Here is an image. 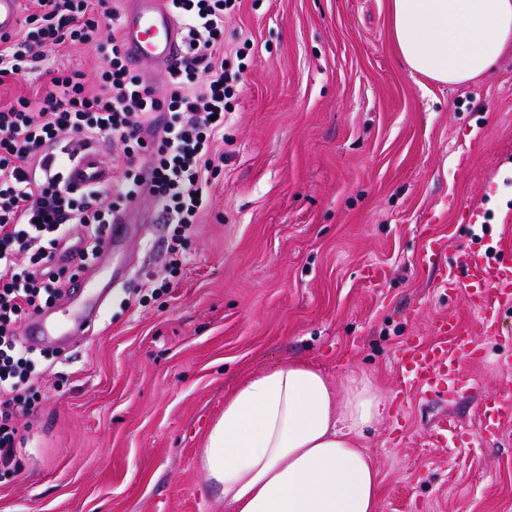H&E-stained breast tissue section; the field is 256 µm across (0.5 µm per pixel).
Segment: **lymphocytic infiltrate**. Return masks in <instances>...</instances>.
I'll use <instances>...</instances> for the list:
<instances>
[{
	"mask_svg": "<svg viewBox=\"0 0 512 512\" xmlns=\"http://www.w3.org/2000/svg\"><path fill=\"white\" fill-rule=\"evenodd\" d=\"M166 5L187 55L167 69L161 94L131 74L120 16L107 0H31L18 30L0 36V83L25 78L54 45L100 54L95 71L51 70L44 95L0 105V464L16 463L20 419L39 397L40 354L18 330L61 297L67 263L94 260L121 202L150 195L183 231L208 205L210 177L224 160L223 118L244 79V64L224 58V17L237 0ZM92 137L122 144V154L109 184L76 191L49 150Z\"/></svg>",
	"mask_w": 512,
	"mask_h": 512,
	"instance_id": "obj_1",
	"label": "lymphocytic infiltrate"
}]
</instances>
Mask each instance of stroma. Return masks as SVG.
Instances as JSON below:
<instances>
[{"mask_svg":"<svg viewBox=\"0 0 512 512\" xmlns=\"http://www.w3.org/2000/svg\"><path fill=\"white\" fill-rule=\"evenodd\" d=\"M245 41L185 265L169 273L174 227L139 198L149 223L112 250L128 277L91 335L41 360L0 512H227L198 463L208 431L245 377L296 360L384 396L361 440L378 512H512V413L502 437L479 434L484 399L512 391V309L490 331L467 289L441 286L464 251L512 260V47L486 78L429 83L394 51L388 0H241L224 43ZM432 237L443 253L424 266ZM440 318L483 356L461 361L467 386L428 395L397 360L412 337L434 343ZM445 427L471 444L433 447Z\"/></svg>","mask_w":512,"mask_h":512,"instance_id":"obj_1","label":"stroma"}]
</instances>
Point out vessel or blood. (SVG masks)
I'll list each match as a JSON object with an SVG mask.
<instances>
[{
    "label": "vessel or blood",
    "instance_id": "1",
    "mask_svg": "<svg viewBox=\"0 0 512 512\" xmlns=\"http://www.w3.org/2000/svg\"><path fill=\"white\" fill-rule=\"evenodd\" d=\"M22 2L0 0V35L16 29ZM129 3L121 21L128 58L135 62L152 60L167 66L179 63L185 55V38L182 27L166 9L165 0H129ZM111 177L112 173L104 166L99 152L86 146L78 149L72 159L66 181L79 190L91 184L108 183ZM136 221L137 215L131 210L113 215L100 254L89 269L93 285H108L123 277L124 267H109L108 261L113 246L125 239L131 224ZM442 285L448 289L463 286L473 289L483 300L480 313L492 327L496 324L498 311L512 307V262L494 263L473 257L461 266L459 275L444 279ZM81 289V284H73L65 296L78 313L62 328V335H90L100 317L98 308L83 305ZM434 330L440 337L439 342L428 346L420 338H412L401 348L398 358L403 382L430 392L462 384L463 379L455 366L456 356L462 354L472 358L479 353L469 331L460 329L455 322L444 318L437 320ZM511 409L512 395L490 397L480 420L481 434L497 436L503 413Z\"/></svg>",
    "mask_w": 512,
    "mask_h": 512
}]
</instances>
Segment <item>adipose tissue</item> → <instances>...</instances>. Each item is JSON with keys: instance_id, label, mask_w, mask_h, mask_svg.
Here are the masks:
<instances>
[{"instance_id": "adipose-tissue-1", "label": "adipose tissue", "mask_w": 512, "mask_h": 512, "mask_svg": "<svg viewBox=\"0 0 512 512\" xmlns=\"http://www.w3.org/2000/svg\"><path fill=\"white\" fill-rule=\"evenodd\" d=\"M400 61L440 85L489 75L512 46V0H390ZM386 401L367 379L334 387L303 361L250 375L224 401L200 463L229 512H377L359 440Z\"/></svg>"}]
</instances>
